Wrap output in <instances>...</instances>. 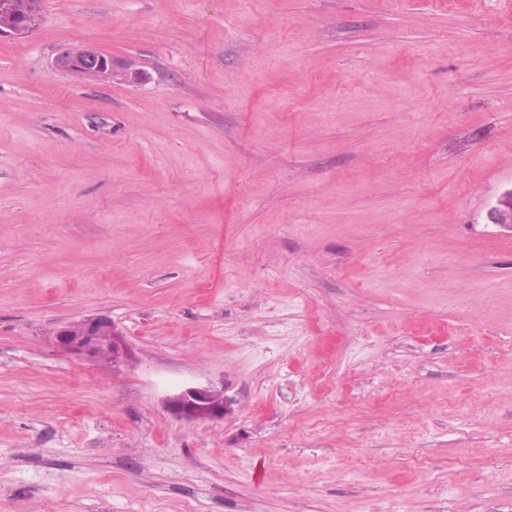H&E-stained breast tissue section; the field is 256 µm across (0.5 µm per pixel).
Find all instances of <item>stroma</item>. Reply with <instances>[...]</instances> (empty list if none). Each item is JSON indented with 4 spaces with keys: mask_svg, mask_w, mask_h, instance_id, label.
<instances>
[{
    "mask_svg": "<svg viewBox=\"0 0 512 512\" xmlns=\"http://www.w3.org/2000/svg\"><path fill=\"white\" fill-rule=\"evenodd\" d=\"M41 7L0 37V512H512V0ZM102 314L118 371L53 344ZM208 379L224 419L164 409ZM41 20L39 0H30L29 9L23 20L10 23H0V36H11L15 38H22L33 29H35ZM55 66L74 77L105 85L121 74L112 65L109 55L89 46H82L80 50L73 51L65 48L55 58ZM487 221L512 233V188L505 190L489 208Z\"/></svg>",
    "mask_w": 512,
    "mask_h": 512,
    "instance_id": "1",
    "label": "stroma"
}]
</instances>
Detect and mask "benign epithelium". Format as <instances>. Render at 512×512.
Here are the masks:
<instances>
[{
	"mask_svg": "<svg viewBox=\"0 0 512 512\" xmlns=\"http://www.w3.org/2000/svg\"><path fill=\"white\" fill-rule=\"evenodd\" d=\"M40 20L39 0H30L23 20L0 23V36L22 38ZM55 66L78 79L101 85L120 76L111 56L85 45L78 51L65 48L56 56ZM487 221L512 233V188L504 191L489 208ZM54 342L62 352L105 361L115 371L126 366L132 356L125 336L105 315L66 324L56 331ZM163 404L171 415L188 421L222 420L232 411V400L224 396V385L211 380L175 387L164 396Z\"/></svg>",
	"mask_w": 512,
	"mask_h": 512,
	"instance_id": "7a95c632",
	"label": "benign epithelium"
}]
</instances>
